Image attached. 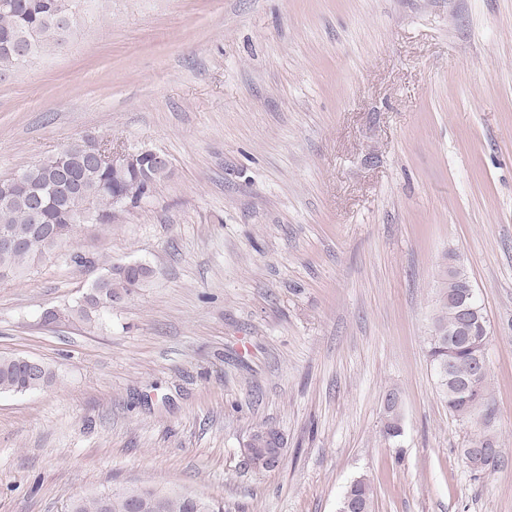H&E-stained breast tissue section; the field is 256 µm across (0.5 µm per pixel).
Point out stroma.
I'll return each mask as SVG.
<instances>
[{
  "label": "stroma",
  "instance_id": "1",
  "mask_svg": "<svg viewBox=\"0 0 512 512\" xmlns=\"http://www.w3.org/2000/svg\"><path fill=\"white\" fill-rule=\"evenodd\" d=\"M86 135L170 173L78 227L83 265L0 279V356L56 374L0 394V512L134 487L336 512L359 477L372 512H512V0H102L0 80V179ZM453 256L491 325L479 477L426 357ZM130 262L154 274L101 324L44 320ZM280 434L272 427L258 428L250 433L243 446V455L253 470L271 471L280 467L285 450ZM350 494H353L364 504L365 511L363 512H370L373 498V488L366 478H358L350 483L349 487L339 499L337 503V509L340 508L342 501L346 499Z\"/></svg>",
  "mask_w": 512,
  "mask_h": 512
}]
</instances>
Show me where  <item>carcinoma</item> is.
<instances>
[{"label": "carcinoma", "instance_id": "obj_1", "mask_svg": "<svg viewBox=\"0 0 512 512\" xmlns=\"http://www.w3.org/2000/svg\"><path fill=\"white\" fill-rule=\"evenodd\" d=\"M4 1L10 6L0 7V79L43 51L63 48L88 12L82 7L85 0H0V3ZM101 147V139L85 136L18 173L20 182H15L13 176L0 181L4 186L13 184L9 199L0 201V233L9 231L27 240L24 246L0 249V279L19 276L32 261L71 244L77 224L69 220L67 185L61 171H71L83 191L92 197L87 219L102 224L112 221V216L120 211L112 202V187L132 188L134 181L140 180L135 194L138 202L145 188H154L168 174V169L152 166L150 153L143 155V168L137 174L110 167L73 168L74 159L95 155ZM454 269L457 279L444 278L439 288L427 355L439 396L448 412L457 420L470 423L475 405L488 408L491 401L485 362L489 339L484 330L487 313L464 268L456 265ZM152 274L153 269L143 263L131 272L113 264L88 292L65 309L64 315L93 327L110 314L108 304L112 299L143 287ZM467 300L478 309L471 315L474 336L469 341L455 335ZM54 380V372L42 362L32 369L21 357H0V393L40 390L51 386ZM384 412L386 423L382 436L392 441L403 433L401 410L387 407ZM140 493L147 499L148 512L195 510L176 492L144 488ZM351 494L364 504L365 512H370L373 488L367 479L353 480L341 499ZM130 505L131 500L118 492L101 493L73 499L70 512H131Z\"/></svg>", "mask_w": 512, "mask_h": 512}]
</instances>
